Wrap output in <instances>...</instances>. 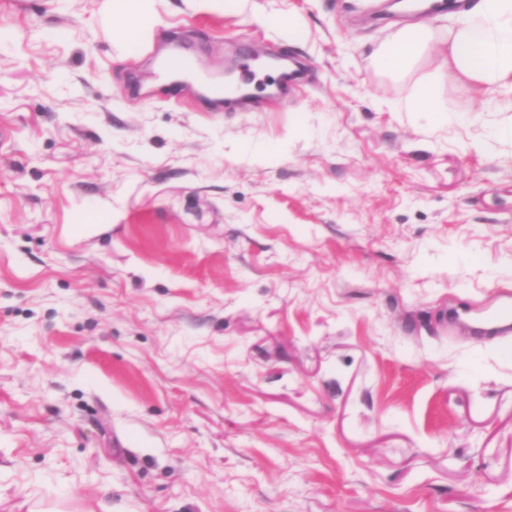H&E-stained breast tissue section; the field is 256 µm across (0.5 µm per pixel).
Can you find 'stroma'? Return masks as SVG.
I'll return each instance as SVG.
<instances>
[{
  "mask_svg": "<svg viewBox=\"0 0 512 512\" xmlns=\"http://www.w3.org/2000/svg\"><path fill=\"white\" fill-rule=\"evenodd\" d=\"M398 19L0 0V512H512V93L400 109ZM134 0H113V14L121 18V24L115 32L118 36L132 37L140 28L139 3ZM475 329L497 336H510L512 335V313L490 317L479 323Z\"/></svg>",
  "mask_w": 512,
  "mask_h": 512,
  "instance_id": "obj_1",
  "label": "stroma"
}]
</instances>
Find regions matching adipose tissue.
<instances>
[{
	"instance_id": "obj_1",
	"label": "adipose tissue",
	"mask_w": 512,
	"mask_h": 512,
	"mask_svg": "<svg viewBox=\"0 0 512 512\" xmlns=\"http://www.w3.org/2000/svg\"><path fill=\"white\" fill-rule=\"evenodd\" d=\"M447 29L448 54L429 55L439 34L426 21L392 31L373 53L376 68L385 74L414 80L401 103L403 109L444 118V86L460 90L476 86L512 90V0H470Z\"/></svg>"
}]
</instances>
